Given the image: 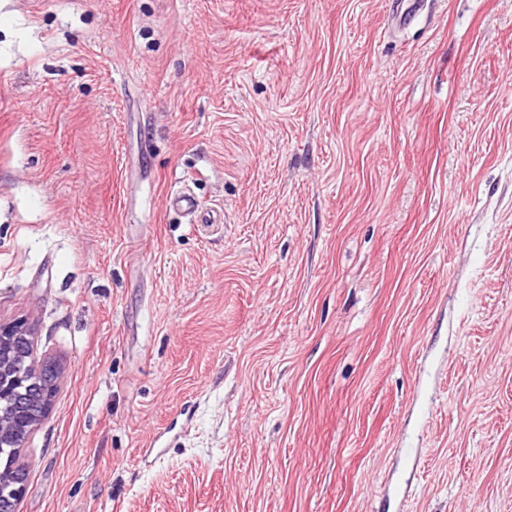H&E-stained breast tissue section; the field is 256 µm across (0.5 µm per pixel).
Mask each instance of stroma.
<instances>
[{
	"mask_svg": "<svg viewBox=\"0 0 512 512\" xmlns=\"http://www.w3.org/2000/svg\"><path fill=\"white\" fill-rule=\"evenodd\" d=\"M407 7L0 0L19 512H512V0ZM32 330L25 321L0 323V452L6 454L9 471L0 472V511L17 512L26 488V473L20 462V450L35 427L47 417L56 390L62 379V370L53 362L37 367ZM31 345L28 354L24 351ZM40 399L41 414L31 419L30 410L39 413L34 396L24 400L28 393ZM18 402L21 406H17Z\"/></svg>",
	"mask_w": 512,
	"mask_h": 512,
	"instance_id": "35a3bbf8",
	"label": "stroma"
}]
</instances>
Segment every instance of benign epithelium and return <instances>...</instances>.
Listing matches in <instances>:
<instances>
[{
    "label": "benign epithelium",
    "mask_w": 512,
    "mask_h": 512,
    "mask_svg": "<svg viewBox=\"0 0 512 512\" xmlns=\"http://www.w3.org/2000/svg\"><path fill=\"white\" fill-rule=\"evenodd\" d=\"M31 336L24 321L0 323V453L9 464V470L0 472V512H18L26 488L20 450L47 417L62 379V370L55 363L38 366L34 353L24 351L32 344ZM29 393L40 399L41 414L35 418L20 406Z\"/></svg>",
    "instance_id": "7a95c632"
}]
</instances>
